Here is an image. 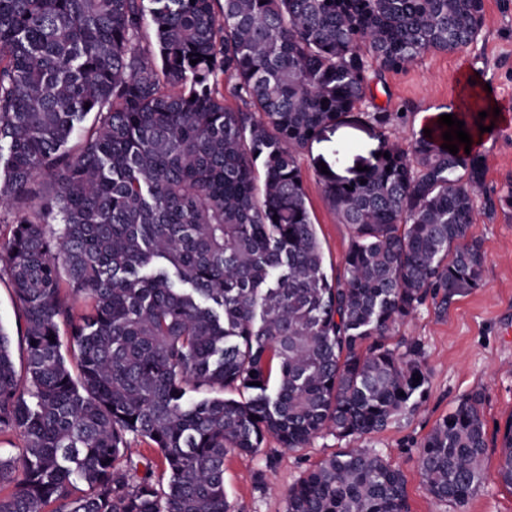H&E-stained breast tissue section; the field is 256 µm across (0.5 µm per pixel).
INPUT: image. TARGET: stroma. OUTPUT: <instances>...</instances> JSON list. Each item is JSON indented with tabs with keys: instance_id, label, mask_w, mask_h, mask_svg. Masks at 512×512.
I'll return each mask as SVG.
<instances>
[{
	"instance_id": "obj_1",
	"label": "stroma",
	"mask_w": 512,
	"mask_h": 512,
	"mask_svg": "<svg viewBox=\"0 0 512 512\" xmlns=\"http://www.w3.org/2000/svg\"><path fill=\"white\" fill-rule=\"evenodd\" d=\"M470 77L489 85L503 110L512 114V0H485L482 31L466 48L426 55L400 72L374 73L367 100L325 128L320 139L299 154L329 275L341 269L350 231L338 223L325 196L328 178H355L358 167L374 163L384 144L405 148L422 137L424 129H437L440 116L454 106ZM377 107L405 111L406 118L378 128L365 118ZM474 152L483 163L485 193L476 199L469 235L484 251L482 284L456 297L445 314H438L433 304L421 306L385 339L392 348L411 341L423 346L429 383L421 408L381 432L353 441L325 432L304 447L288 449L269 437L254 454L228 455L224 485L230 512H286L289 489L350 446L378 452L403 472L410 512H512V489L494 477L502 433L512 419V209L493 211L486 203L512 182V126L498 124L483 133ZM475 392L483 395L488 439L484 466L490 478L464 503L447 504L424 490L416 444Z\"/></svg>"
}]
</instances>
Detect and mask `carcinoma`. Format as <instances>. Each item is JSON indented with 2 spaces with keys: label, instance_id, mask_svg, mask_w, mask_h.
<instances>
[{
  "label": "carcinoma",
  "instance_id": "carcinoma-1",
  "mask_svg": "<svg viewBox=\"0 0 512 512\" xmlns=\"http://www.w3.org/2000/svg\"><path fill=\"white\" fill-rule=\"evenodd\" d=\"M216 2L0 0V151L17 210L0 225V277L26 353L20 374L0 325V435L22 440L0 455V512H228V455L268 437L357 439L413 414L423 347L383 338L426 301L443 313L480 286L469 229L484 167L465 144H391L360 179L326 185L350 231L334 277L298 155L367 98L373 67L471 44L484 0ZM224 78L246 109L224 105ZM481 111L454 117L473 137ZM367 117L386 128L404 113ZM482 404L465 397L419 442L439 501L489 479ZM132 439L167 483L133 479ZM495 478L512 488V421ZM287 512H410L406 479L352 448L294 485Z\"/></svg>",
  "mask_w": 512,
  "mask_h": 512
}]
</instances>
